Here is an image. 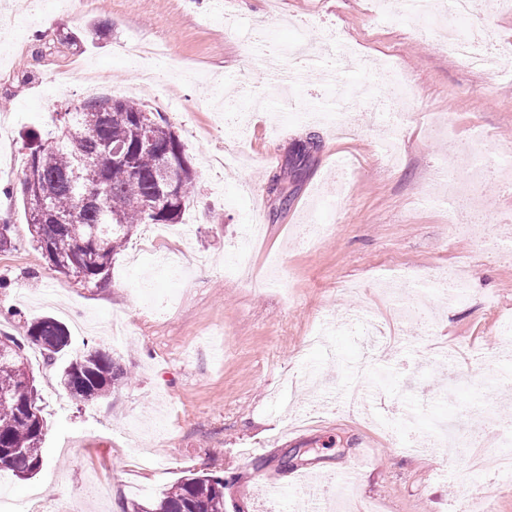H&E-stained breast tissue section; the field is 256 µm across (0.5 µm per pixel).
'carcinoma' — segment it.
<instances>
[{
  "instance_id": "obj_1",
  "label": "carcinoma",
  "mask_w": 512,
  "mask_h": 512,
  "mask_svg": "<svg viewBox=\"0 0 512 512\" xmlns=\"http://www.w3.org/2000/svg\"><path fill=\"white\" fill-rule=\"evenodd\" d=\"M67 102L48 138L28 132L20 189L33 242L54 270L96 287L141 224H177L197 174L180 137L133 99ZM118 146V157L104 154ZM25 338L47 360L65 350L67 328L52 317L27 325ZM125 372L105 349H89L60 383L80 403L106 397ZM45 436L36 378L14 336H0V473L19 478L44 463ZM127 512H224V479L193 475L159 498L132 500Z\"/></svg>"
}]
</instances>
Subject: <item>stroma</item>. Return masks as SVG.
I'll return each instance as SVG.
<instances>
[{"instance_id":"35a3bbf8","label":"stroma","mask_w":512,"mask_h":512,"mask_svg":"<svg viewBox=\"0 0 512 512\" xmlns=\"http://www.w3.org/2000/svg\"><path fill=\"white\" fill-rule=\"evenodd\" d=\"M482 26L492 52L512 43V0H479L472 18H407L399 0H81L52 26L31 24L0 63V222L14 245L0 252V333L19 336L43 316L64 323L70 345L55 361L25 354L45 423L44 464L0 487L9 512H122L161 496L180 478L223 477L224 512H322L302 486L355 470L351 512H448L495 461L473 431L475 414L512 412V357L500 356V318H512V250L493 244L512 229V76L494 78L448 56V30ZM353 45L349 60L321 56L329 35ZM164 44L176 71L147 100L182 140L197 172L178 224H144L115 255L107 285L51 268L27 229L19 178L22 133L45 132L66 100L55 72L101 73L108 96L137 98L136 71L120 47ZM411 82L410 118L379 65ZM487 138L485 173L472 191L478 229L454 235L440 168L458 144ZM319 148L302 171L287 161L309 137ZM348 187H339L344 170ZM279 178L286 197L269 191ZM264 230L253 273L225 272L224 252L244 216ZM329 225L314 247L298 241L306 217ZM465 266L470 297H432L431 325L401 315L404 271L437 276ZM379 322L389 348L363 345L360 322ZM124 340L113 343L112 326ZM109 349L126 373L107 397L72 400L59 383L70 360ZM366 386L385 372L386 404L412 405L414 428L452 425L453 449L410 450L377 427L376 408L350 413V375ZM144 433L132 449V424ZM151 457L144 469L133 453Z\"/></svg>"}]
</instances>
